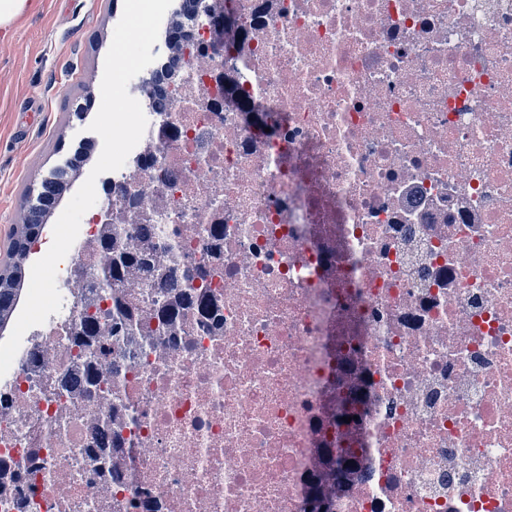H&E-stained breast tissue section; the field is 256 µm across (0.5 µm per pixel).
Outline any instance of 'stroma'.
<instances>
[{"label": "stroma", "instance_id": "1", "mask_svg": "<svg viewBox=\"0 0 512 512\" xmlns=\"http://www.w3.org/2000/svg\"><path fill=\"white\" fill-rule=\"evenodd\" d=\"M123 7L112 0H31L0 26V259L23 214V192L65 166L84 143L101 146L71 112L85 91L100 95L104 61Z\"/></svg>", "mask_w": 512, "mask_h": 512}]
</instances>
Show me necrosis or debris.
Returning a JSON list of instances; mask_svg holds the SVG:
<instances>
[{
  "mask_svg": "<svg viewBox=\"0 0 512 512\" xmlns=\"http://www.w3.org/2000/svg\"><path fill=\"white\" fill-rule=\"evenodd\" d=\"M207 4L112 215L191 285L71 281L0 512H512V0Z\"/></svg>",
  "mask_w": 512,
  "mask_h": 512,
  "instance_id": "obj_1",
  "label": "necrosis or debris"
}]
</instances>
